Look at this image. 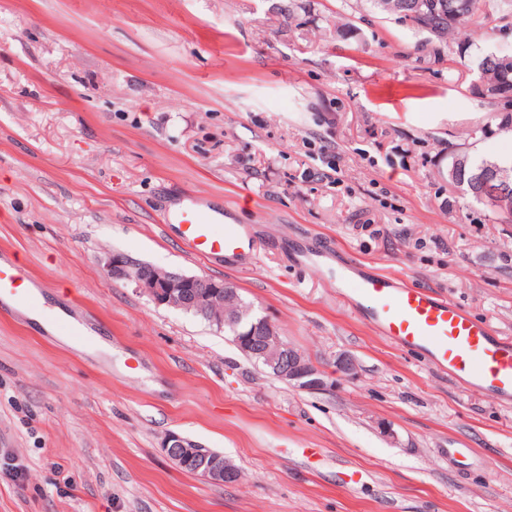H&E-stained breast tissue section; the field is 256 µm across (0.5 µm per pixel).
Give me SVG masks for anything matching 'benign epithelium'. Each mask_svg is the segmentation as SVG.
Segmentation results:
<instances>
[{
  "instance_id": "7a95c632",
  "label": "benign epithelium",
  "mask_w": 512,
  "mask_h": 512,
  "mask_svg": "<svg viewBox=\"0 0 512 512\" xmlns=\"http://www.w3.org/2000/svg\"><path fill=\"white\" fill-rule=\"evenodd\" d=\"M468 0H416L415 14H440L441 22L454 25L469 10ZM479 194L485 198L496 196L512 186V173L499 168L481 171L474 178ZM104 270L114 277L126 279L134 288L146 294L160 306L176 310H196L211 322L227 326L236 332L237 347L249 358L262 361L272 376L300 389L325 391L336 385L332 375L317 368L302 352L282 344L271 318L255 314L244 319L242 313L224 308V295L233 291L226 283H217L206 276L186 275L165 271L123 253L110 255ZM246 324V333L238 327ZM336 371L352 377L358 373L353 356L341 354L336 359ZM167 458L179 469L191 470L212 483L233 484L240 479V471L224 454L178 433L168 434L162 444Z\"/></svg>"
}]
</instances>
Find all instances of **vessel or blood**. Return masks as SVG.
Segmentation results:
<instances>
[{"label": "vessel or blood", "mask_w": 512, "mask_h": 512, "mask_svg": "<svg viewBox=\"0 0 512 512\" xmlns=\"http://www.w3.org/2000/svg\"><path fill=\"white\" fill-rule=\"evenodd\" d=\"M224 209L194 196L165 209L162 223L175 226L198 256H239L250 252L247 225L232 224ZM337 284L347 288L362 316L397 347L424 352L429 362L467 387L512 401V341L470 315L455 301L426 288L406 285L395 274L368 273L356 259L335 270ZM23 310L40 308L42 293L29 274L0 259V298Z\"/></svg>", "instance_id": "1"}]
</instances>
